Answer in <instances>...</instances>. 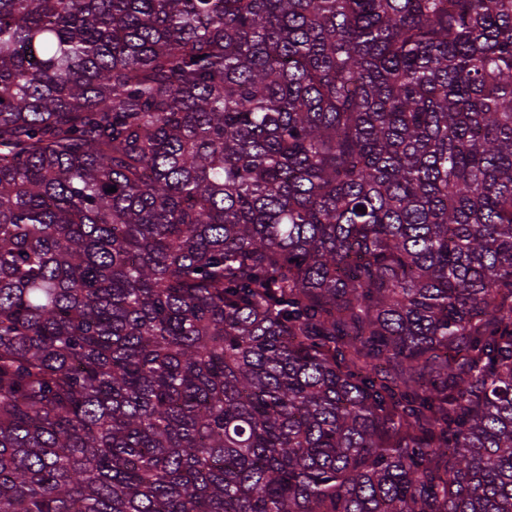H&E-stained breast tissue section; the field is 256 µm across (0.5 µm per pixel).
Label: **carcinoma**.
I'll list each match as a JSON object with an SVG mask.
<instances>
[{"instance_id":"carcinoma-1","label":"carcinoma","mask_w":512,"mask_h":512,"mask_svg":"<svg viewBox=\"0 0 512 512\" xmlns=\"http://www.w3.org/2000/svg\"><path fill=\"white\" fill-rule=\"evenodd\" d=\"M0 512H512V0H0Z\"/></svg>"}]
</instances>
